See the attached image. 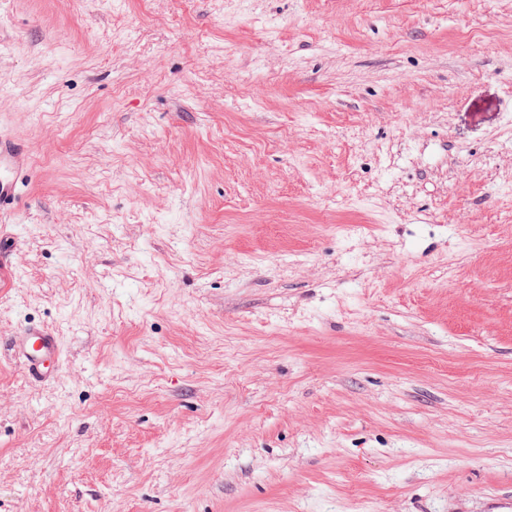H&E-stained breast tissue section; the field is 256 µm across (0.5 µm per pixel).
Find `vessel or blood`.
Segmentation results:
<instances>
[{
  "label": "vessel or blood",
  "mask_w": 512,
  "mask_h": 512,
  "mask_svg": "<svg viewBox=\"0 0 512 512\" xmlns=\"http://www.w3.org/2000/svg\"><path fill=\"white\" fill-rule=\"evenodd\" d=\"M5 349L11 359L22 366L25 374L36 381L48 379L63 364L60 337L43 325L22 327L9 338Z\"/></svg>",
  "instance_id": "vessel-or-blood-1"
}]
</instances>
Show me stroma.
<instances>
[{"label":"stroma","mask_w":512,"mask_h":512,"mask_svg":"<svg viewBox=\"0 0 512 512\" xmlns=\"http://www.w3.org/2000/svg\"><path fill=\"white\" fill-rule=\"evenodd\" d=\"M0 512L512 500V0H0ZM0 348L5 349L11 359L22 366L25 374L35 381L48 379L63 364L61 339L47 326L26 325L5 345L1 342Z\"/></svg>","instance_id":"obj_1"}]
</instances>
